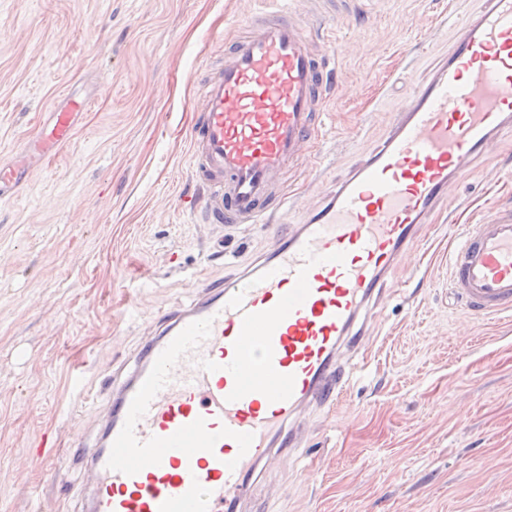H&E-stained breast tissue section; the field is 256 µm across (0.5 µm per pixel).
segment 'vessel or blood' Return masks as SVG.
Masks as SVG:
<instances>
[{"label":"vessel or blood","mask_w":512,"mask_h":512,"mask_svg":"<svg viewBox=\"0 0 512 512\" xmlns=\"http://www.w3.org/2000/svg\"><path fill=\"white\" fill-rule=\"evenodd\" d=\"M209 73L191 132L210 224H268L288 208L285 177L320 134L333 85L325 28L265 0ZM455 37L431 79L401 103L383 141L300 226L221 288L171 312L107 398L95 444L69 449L89 484L85 512H243V489L273 449L298 451L303 407L338 401L347 356L374 305L450 188L512 132V0L457 8ZM69 99L52 124L0 162V198L70 147ZM468 316L512 314V209L467 225L450 257Z\"/></svg>","instance_id":"b4317fda"}]
</instances>
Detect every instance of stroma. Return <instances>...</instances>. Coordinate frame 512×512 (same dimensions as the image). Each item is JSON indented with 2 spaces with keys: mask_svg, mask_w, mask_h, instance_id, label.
<instances>
[{
  "mask_svg": "<svg viewBox=\"0 0 512 512\" xmlns=\"http://www.w3.org/2000/svg\"><path fill=\"white\" fill-rule=\"evenodd\" d=\"M262 0H0V159L73 95H93L65 155L0 199V512H74L103 402L162 316L271 248L268 225L201 223L188 132L220 35ZM331 18L334 92L303 209L382 141L452 40L451 0H311ZM512 208V137L496 141L394 275L337 403L303 409L308 445L261 464L257 512H512V318H470L448 285L466 225ZM82 371L83 386L73 374Z\"/></svg>",
  "mask_w": 512,
  "mask_h": 512,
  "instance_id": "35a3bbf8",
  "label": "stroma"
}]
</instances>
